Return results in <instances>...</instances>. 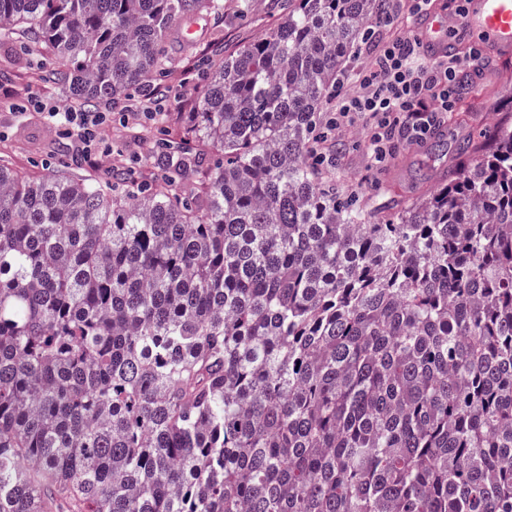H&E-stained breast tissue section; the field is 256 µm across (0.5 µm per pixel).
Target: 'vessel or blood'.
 I'll return each mask as SVG.
<instances>
[{"label":"vessel or blood","instance_id":"obj_1","mask_svg":"<svg viewBox=\"0 0 512 512\" xmlns=\"http://www.w3.org/2000/svg\"><path fill=\"white\" fill-rule=\"evenodd\" d=\"M419 39L431 58H441L457 41L493 47L502 56L512 55V0H468L460 15L440 21L428 14Z\"/></svg>","mask_w":512,"mask_h":512}]
</instances>
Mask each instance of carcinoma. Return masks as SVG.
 Listing matches in <instances>:
<instances>
[{"mask_svg":"<svg viewBox=\"0 0 512 512\" xmlns=\"http://www.w3.org/2000/svg\"><path fill=\"white\" fill-rule=\"evenodd\" d=\"M388 0H284L170 175L0 166V512H512V113L371 222L322 112ZM224 0H0L87 106Z\"/></svg>","mask_w":512,"mask_h":512,"instance_id":"cac0c4a2","label":"carcinoma"}]
</instances>
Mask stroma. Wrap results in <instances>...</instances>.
I'll return each instance as SVG.
<instances>
[{
  "instance_id": "obj_1",
  "label": "stroma",
  "mask_w": 512,
  "mask_h": 512,
  "mask_svg": "<svg viewBox=\"0 0 512 512\" xmlns=\"http://www.w3.org/2000/svg\"><path fill=\"white\" fill-rule=\"evenodd\" d=\"M413 5V0H390L392 23H375L373 41L361 45L351 56L347 70L358 74L369 69L377 42L416 30L420 17ZM281 14L274 0H256L245 16L239 12L238 0H224L223 24L216 26L203 19L196 33L203 44L222 39L223 55L209 56L200 64L192 58H181L177 47H170L171 60L162 83L176 91L177 101L159 105L151 120L141 113L125 116L113 110L112 124L101 143L103 162L96 168L72 160L68 137L49 116L51 109L66 110L69 96L65 87L48 78L55 60L43 57L41 67L35 68L15 52L11 43L0 44V164L21 173L51 175L62 170L111 185L117 162L127 163L143 154L146 137L161 128L173 130L176 111H189L191 104L203 96L206 83L202 71L218 69L225 56L274 28ZM480 63L481 74L471 76V88L462 93L454 110L442 114L425 138L416 140L407 132L396 133L384 162H375L372 157L370 138L375 124L370 116L354 114L339 128H326L337 188L354 195L369 211L382 214L391 212L396 201L429 193L457 145L491 129L502 101L512 97V56L502 59L485 54Z\"/></svg>"
}]
</instances>
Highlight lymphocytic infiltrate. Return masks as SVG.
<instances>
[{
    "instance_id": "f902f5d3",
    "label": "lymphocytic infiltrate",
    "mask_w": 512,
    "mask_h": 512,
    "mask_svg": "<svg viewBox=\"0 0 512 512\" xmlns=\"http://www.w3.org/2000/svg\"><path fill=\"white\" fill-rule=\"evenodd\" d=\"M420 43L410 35L382 42L372 67L360 73L359 88L335 106L330 125H340L350 113L372 116L381 131L407 130L423 138L436 125L440 113L451 111L455 103L460 57L419 62ZM64 133L76 141L75 156L87 166H96L99 141L110 120L109 113L88 109L59 113Z\"/></svg>"
}]
</instances>
